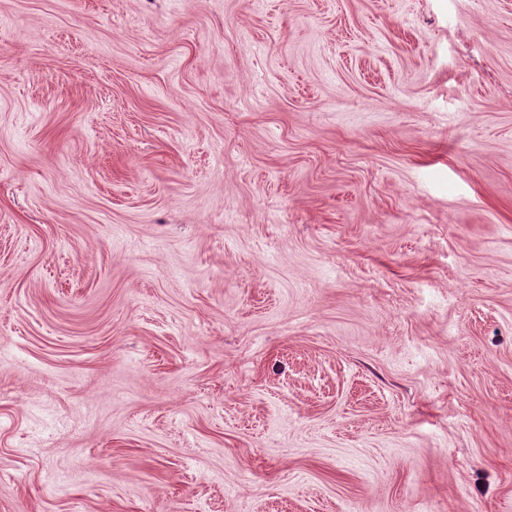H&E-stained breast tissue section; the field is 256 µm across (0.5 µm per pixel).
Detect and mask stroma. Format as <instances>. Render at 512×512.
Wrapping results in <instances>:
<instances>
[{"mask_svg":"<svg viewBox=\"0 0 512 512\" xmlns=\"http://www.w3.org/2000/svg\"><path fill=\"white\" fill-rule=\"evenodd\" d=\"M0 512H512V0H0Z\"/></svg>","mask_w":512,"mask_h":512,"instance_id":"1","label":"stroma"}]
</instances>
